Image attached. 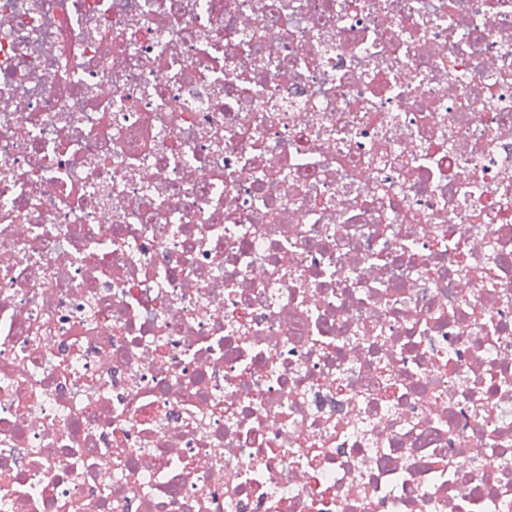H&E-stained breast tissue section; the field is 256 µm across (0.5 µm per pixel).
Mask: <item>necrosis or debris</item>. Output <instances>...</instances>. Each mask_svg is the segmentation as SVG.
Returning a JSON list of instances; mask_svg holds the SVG:
<instances>
[{
	"instance_id": "necrosis-or-debris-1",
	"label": "necrosis or debris",
	"mask_w": 512,
	"mask_h": 512,
	"mask_svg": "<svg viewBox=\"0 0 512 512\" xmlns=\"http://www.w3.org/2000/svg\"><path fill=\"white\" fill-rule=\"evenodd\" d=\"M197 2L0 0L8 512H512V0Z\"/></svg>"
}]
</instances>
